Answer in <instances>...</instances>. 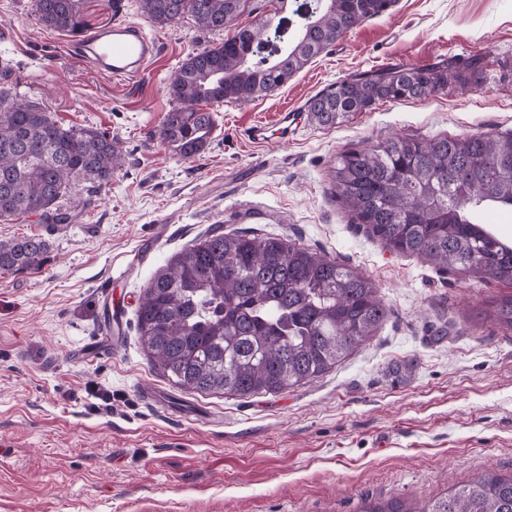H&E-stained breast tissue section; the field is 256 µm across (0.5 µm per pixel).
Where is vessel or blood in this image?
Returning <instances> with one entry per match:
<instances>
[{
  "instance_id": "obj_1",
  "label": "vessel or blood",
  "mask_w": 512,
  "mask_h": 512,
  "mask_svg": "<svg viewBox=\"0 0 512 512\" xmlns=\"http://www.w3.org/2000/svg\"><path fill=\"white\" fill-rule=\"evenodd\" d=\"M159 45L137 23L119 22L87 33L79 41L80 57L101 75L113 80L139 76L157 56Z\"/></svg>"
}]
</instances>
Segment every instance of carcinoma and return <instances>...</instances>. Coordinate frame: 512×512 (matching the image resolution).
Wrapping results in <instances>:
<instances>
[{"mask_svg":"<svg viewBox=\"0 0 512 512\" xmlns=\"http://www.w3.org/2000/svg\"><path fill=\"white\" fill-rule=\"evenodd\" d=\"M248 0H139L160 26L192 16L204 31L234 29L223 42L190 53L167 86L175 106L158 138L183 159L209 144L214 113L203 103L249 102L273 92L311 59L368 17L381 0H308L277 19L239 18ZM49 29L84 32L81 0H34ZM299 24L282 55L255 54ZM480 61L454 59L394 66L340 80L307 104L317 125L336 127L382 100L426 97L476 75ZM124 163L119 142L93 126L57 123L38 102H21L14 73L0 69V219L39 215L66 224L63 209L77 187L82 206L112 183ZM333 195L366 233L387 248L442 270L478 272L512 284V244L484 227L490 210L512 214V134L394 137L344 152L333 170ZM41 238L0 241V270L41 266ZM374 283L324 253L276 236L216 230L178 253L150 281L136 312L144 351L175 386L239 398L274 394L309 382L370 340L389 317ZM493 318L512 329V294ZM360 512H512V473H485L420 510L397 500L364 499Z\"/></svg>","mask_w":512,"mask_h":512,"instance_id":"carcinoma-1","label":"carcinoma"}]
</instances>
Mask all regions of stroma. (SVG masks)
<instances>
[{
    "mask_svg": "<svg viewBox=\"0 0 512 512\" xmlns=\"http://www.w3.org/2000/svg\"><path fill=\"white\" fill-rule=\"evenodd\" d=\"M86 30L143 24L159 54L116 82L39 21L33 0H0V56L20 99L64 126L115 137L125 163L72 223L0 220V241L40 237L39 269L0 271V512H359L363 499L413 506L481 472L512 471V330L493 308L512 288L390 251L352 224L331 190L339 155L391 136L512 132V0H395L309 61L280 89L211 104L205 151L182 159L156 132L166 86L192 51L223 42L192 17L161 27L137 0H83ZM480 58L478 82L416 101H383L343 125L313 123L310 98L389 66ZM293 116L281 139L282 113ZM268 126L257 143L249 130ZM273 234L374 281L389 319L326 374L252 398L186 392L146 355L136 326L145 288L214 226ZM153 251L141 263L143 243ZM123 305L115 351L100 326ZM144 387L169 394L151 407ZM111 411L92 409L94 389Z\"/></svg>",
    "mask_w": 512,
    "mask_h": 512,
    "instance_id": "1",
    "label": "stroma"
}]
</instances>
